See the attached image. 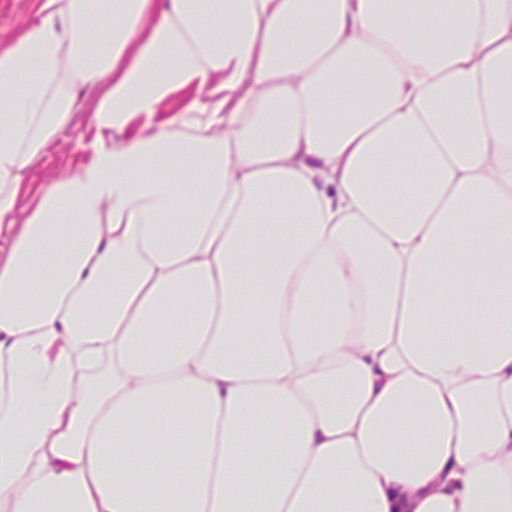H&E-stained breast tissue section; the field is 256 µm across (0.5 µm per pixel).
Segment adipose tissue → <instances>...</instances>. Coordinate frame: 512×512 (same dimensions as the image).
<instances>
[{
    "label": "adipose tissue",
    "mask_w": 512,
    "mask_h": 512,
    "mask_svg": "<svg viewBox=\"0 0 512 512\" xmlns=\"http://www.w3.org/2000/svg\"><path fill=\"white\" fill-rule=\"evenodd\" d=\"M34 10L0 512H512V0ZM85 107L89 162L20 213Z\"/></svg>",
    "instance_id": "1"
}]
</instances>
